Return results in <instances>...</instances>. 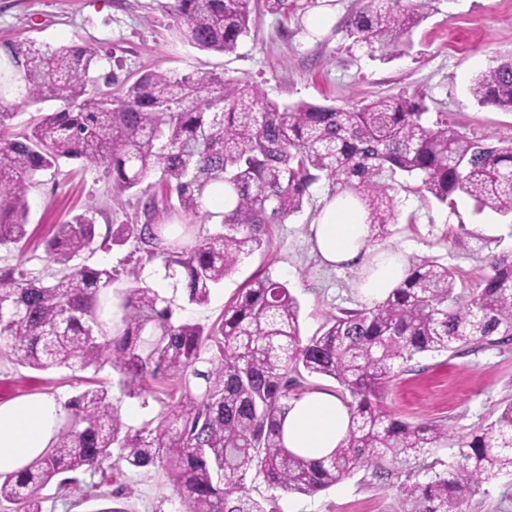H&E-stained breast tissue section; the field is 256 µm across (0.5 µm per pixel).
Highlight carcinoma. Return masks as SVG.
I'll return each instance as SVG.
<instances>
[{"mask_svg":"<svg viewBox=\"0 0 512 512\" xmlns=\"http://www.w3.org/2000/svg\"><path fill=\"white\" fill-rule=\"evenodd\" d=\"M286 16L297 0H173L178 37L206 51L231 54L255 26L252 9ZM423 4L369 0L349 26L366 52L399 51L424 18ZM84 46L35 41L0 44V130L27 106H59L22 132L0 137V247L27 238L29 193L63 161L103 165L117 194L141 189L143 224H120L102 244L135 241L147 260L161 259L189 305L208 302L240 261L263 244L272 224L302 211L322 178L363 208L372 241L394 233L398 178L441 204L463 193L476 211L512 217V137L487 143L441 121L423 120L422 99L380 97L362 106L300 102L281 106L242 78L144 72L112 93V74ZM481 106L512 111V57L476 78ZM154 184H146L153 174ZM225 188L231 209L220 230L179 245L171 225L154 221L158 199L171 220H212L204 207ZM94 217L56 226L46 242L61 274L47 281L0 268V353L37 370L100 367L123 375L129 397L147 379L177 377L182 391L157 425L124 426L108 391L87 389L69 411L55 443L15 473L0 474V506L43 512L40 491L67 472L106 476L112 458L132 470L163 466L185 512H276L260 486L312 495L363 468L383 480L387 466L417 461L448 442L439 424L410 425L380 406L388 385L425 353H452L512 342V251L489 258L488 271L465 291L457 272L435 259L409 268L386 299L331 316L319 336L301 339L300 305L286 284L261 275L240 289L224 318L205 327L184 306L147 286L114 292L112 272L71 261L92 249ZM117 308V320L102 319ZM333 379L348 391L349 431L329 455L309 459L286 448L281 417L292 374ZM460 457L425 483L409 486L400 512H467L485 485L512 475V403L484 432L459 441Z\"/></svg>","mask_w":512,"mask_h":512,"instance_id":"carcinoma-1","label":"carcinoma"}]
</instances>
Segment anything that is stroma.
Instances as JSON below:
<instances>
[{"label":"stroma","mask_w":512,"mask_h":512,"mask_svg":"<svg viewBox=\"0 0 512 512\" xmlns=\"http://www.w3.org/2000/svg\"><path fill=\"white\" fill-rule=\"evenodd\" d=\"M168 0H0V43L34 40L51 45L77 44L103 53L105 70L132 83L147 70L179 74L242 77L270 100L291 104H357L385 96L420 95L428 123L448 119L455 129L493 143L512 133V112L481 106L469 93L475 76L512 54V0H431L403 54L382 61L367 56L350 36L347 22L367 0H298L288 16L261 14L257 30L235 53L198 50L181 42L165 6ZM333 184H315L302 211L271 225L261 249L215 288L207 304L188 306L189 317L204 325L218 321L240 285L253 273L280 276L290 269V291L300 303L302 339L323 331L326 320L363 303L356 271L326 266L309 241L312 224ZM29 237L24 245L0 250V266L19 267L51 277L59 267L46 242L57 224L91 211L99 236L119 224H141L145 217L138 191L114 198L103 166L79 160L46 173L30 197ZM380 248L402 252L410 263L439 258L470 285L487 270L491 254L512 250V220L476 212L467 196L452 205L401 193L398 222ZM111 365L100 370L53 368L36 371L0 355V403L40 393L67 401L78 391L109 388L121 421L138 428L158 422L180 394L175 378L148 382L146 398L128 397ZM512 401V344L466 349L456 355H423L391 384L382 406L409 423L435 422L448 429L445 446L431 449L416 469L395 466L387 479L362 470L326 491L309 496L282 489L274 496L280 512H398L403 491L429 480L459 456L457 440L486 427ZM90 474L79 472L67 490H42L44 512H100L120 499L126 512H174L178 505L165 470L112 469V480L97 497H86Z\"/></svg>","instance_id":"1"}]
</instances>
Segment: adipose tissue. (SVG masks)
I'll list each match as a JSON object with an SVG mask.
<instances>
[{
  "label": "adipose tissue",
  "mask_w": 512,
  "mask_h": 512,
  "mask_svg": "<svg viewBox=\"0 0 512 512\" xmlns=\"http://www.w3.org/2000/svg\"><path fill=\"white\" fill-rule=\"evenodd\" d=\"M313 249L330 266L347 267L370 252L362 208L351 197L328 195L310 226ZM64 418L54 398L25 395L0 403V473L14 472L45 451ZM349 408L340 396L316 390L291 401L282 420L286 448L309 458L329 454L346 438Z\"/></svg>",
  "instance_id": "adipose-tissue-1"
}]
</instances>
